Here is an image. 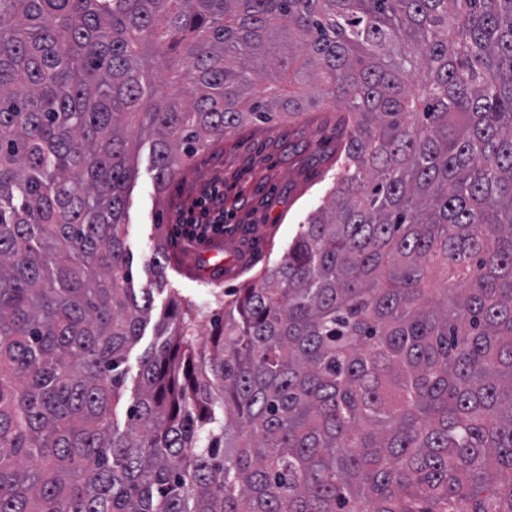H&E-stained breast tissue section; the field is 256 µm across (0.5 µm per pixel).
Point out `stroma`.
<instances>
[{
  "label": "stroma",
  "instance_id": "obj_1",
  "mask_svg": "<svg viewBox=\"0 0 512 512\" xmlns=\"http://www.w3.org/2000/svg\"><path fill=\"white\" fill-rule=\"evenodd\" d=\"M336 113L310 108L295 119L281 116L242 126L213 149L199 153L157 195L148 140L137 152L138 177L126 205V245L137 288L151 285V246L157 225L176 243L171 275L181 294L205 303L212 293L239 287L283 257L306 215L321 205L336 171ZM224 184L223 236L217 253L188 244L175 223L177 211L213 181Z\"/></svg>",
  "mask_w": 512,
  "mask_h": 512
}]
</instances>
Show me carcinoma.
Segmentation results:
<instances>
[{"label":"carcinoma","instance_id":"1","mask_svg":"<svg viewBox=\"0 0 512 512\" xmlns=\"http://www.w3.org/2000/svg\"><path fill=\"white\" fill-rule=\"evenodd\" d=\"M316 103L281 260L134 288L141 136L160 195ZM0 512H512V0H0ZM154 337L153 322H151L145 328L144 336H142L141 340L129 351L127 356V366L129 368L130 382L139 369L140 357L142 356L145 349L148 348L149 345L153 342Z\"/></svg>","mask_w":512,"mask_h":512}]
</instances>
